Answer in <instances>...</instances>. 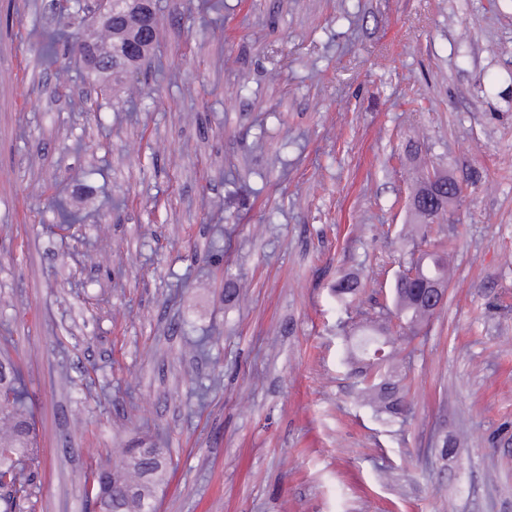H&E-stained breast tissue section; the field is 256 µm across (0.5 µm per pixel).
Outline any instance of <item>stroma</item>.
I'll return each mask as SVG.
<instances>
[{
    "instance_id": "stroma-1",
    "label": "stroma",
    "mask_w": 512,
    "mask_h": 512,
    "mask_svg": "<svg viewBox=\"0 0 512 512\" xmlns=\"http://www.w3.org/2000/svg\"><path fill=\"white\" fill-rule=\"evenodd\" d=\"M155 4L154 53L108 101L39 58L86 10L0 0V357L35 512H90L96 464L156 435V512H512V0ZM432 168L466 184L455 222L411 217ZM54 194L87 216L65 237ZM441 238L448 301L400 338L394 280ZM379 323L401 418L349 355ZM66 38V32L57 30L46 34L39 49V54L44 65L51 67L57 63L58 46Z\"/></svg>"
}]
</instances>
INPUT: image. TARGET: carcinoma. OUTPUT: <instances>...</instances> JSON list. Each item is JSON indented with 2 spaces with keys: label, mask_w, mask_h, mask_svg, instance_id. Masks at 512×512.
Here are the masks:
<instances>
[{
  "label": "carcinoma",
  "mask_w": 512,
  "mask_h": 512,
  "mask_svg": "<svg viewBox=\"0 0 512 512\" xmlns=\"http://www.w3.org/2000/svg\"><path fill=\"white\" fill-rule=\"evenodd\" d=\"M135 16L132 8L112 17V24L96 29V33L83 38L77 36L70 45V52L77 56L78 63H87L78 51V41L83 39L94 44L102 53L100 65L87 71L97 85V94L112 97L114 89L123 79L138 70L154 51L158 40L156 20L136 25L131 21ZM66 38V32L57 30L46 34L39 49L44 65L51 67L57 63L58 46ZM444 189L437 195L422 196L414 200L410 210L423 218L434 209L441 213L448 210V175L438 178ZM50 205L58 212L56 227L69 230L80 223L83 217L68 209L62 202L51 200ZM448 244L440 242L439 249L426 252L419 258L421 268L415 277L402 276L392 287L397 315L406 324L419 326L433 312L421 301L425 279L439 271L446 273ZM363 291L360 279L353 276L340 278L334 292L341 301H353ZM373 334L360 338L353 350L357 357V373L366 382L373 398L380 403L383 412L397 416L402 414L407 391L406 376L402 374L382 376V365L371 361L366 344ZM18 367L9 359L0 361V489L8 490L2 499L4 512H14L31 502L34 487L33 471L25 461L34 455V422L25 406L19 385ZM142 442L137 441L124 449L119 463L98 468L92 483L85 486L87 500L107 499L110 512H147L148 505L155 500L158 489L164 484L167 474V451L158 449L155 456L142 454L137 450Z\"/></svg>",
  "instance_id": "cac0c4a2"
}]
</instances>
